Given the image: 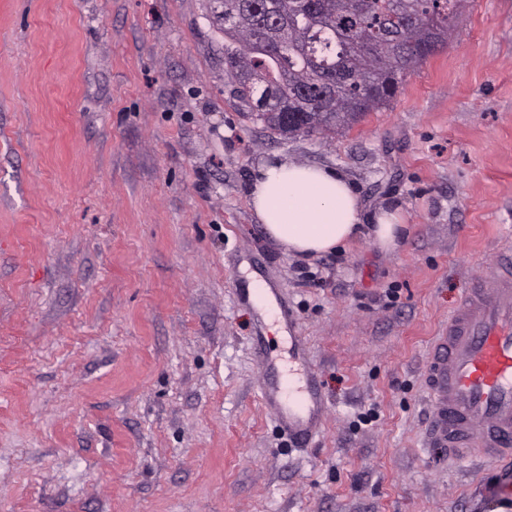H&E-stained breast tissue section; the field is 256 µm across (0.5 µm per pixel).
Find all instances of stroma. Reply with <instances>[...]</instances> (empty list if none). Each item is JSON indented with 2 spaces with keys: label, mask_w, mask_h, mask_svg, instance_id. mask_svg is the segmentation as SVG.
<instances>
[{
  "label": "stroma",
  "mask_w": 512,
  "mask_h": 512,
  "mask_svg": "<svg viewBox=\"0 0 512 512\" xmlns=\"http://www.w3.org/2000/svg\"><path fill=\"white\" fill-rule=\"evenodd\" d=\"M288 160L345 175L362 223L399 206L402 247L288 254L250 205ZM504 247L512 0H469L333 139L243 114L209 0H0V512H512L511 465L430 447L424 385ZM252 272L291 335L239 296ZM295 335L327 402L305 445L255 358Z\"/></svg>",
  "instance_id": "stroma-1"
}]
</instances>
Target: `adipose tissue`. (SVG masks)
Segmentation results:
<instances>
[{"mask_svg": "<svg viewBox=\"0 0 512 512\" xmlns=\"http://www.w3.org/2000/svg\"><path fill=\"white\" fill-rule=\"evenodd\" d=\"M251 205L267 236L301 259L345 247L365 232L392 251L405 229L396 208L381 209L375 224L363 228L359 199L345 176L296 162L262 165L252 182Z\"/></svg>", "mask_w": 512, "mask_h": 512, "instance_id": "ef3b65f1", "label": "adipose tissue"}]
</instances>
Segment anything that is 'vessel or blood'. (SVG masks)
Here are the masks:
<instances>
[{
    "mask_svg": "<svg viewBox=\"0 0 512 512\" xmlns=\"http://www.w3.org/2000/svg\"><path fill=\"white\" fill-rule=\"evenodd\" d=\"M281 371L261 359L262 402L298 441L320 425L325 401L301 351ZM426 390L432 411L430 444L457 458L512 462V249L477 281L448 317L432 348Z\"/></svg>",
    "mask_w": 512,
    "mask_h": 512,
    "instance_id": "obj_1",
    "label": "vessel or blood"
}]
</instances>
